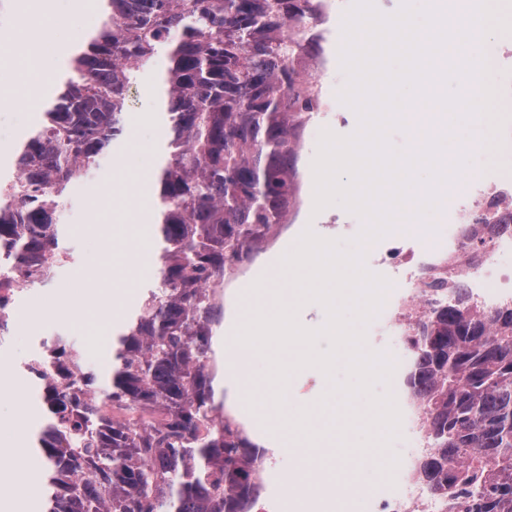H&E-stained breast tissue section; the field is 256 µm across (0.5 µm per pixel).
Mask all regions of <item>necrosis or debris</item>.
I'll use <instances>...</instances> for the list:
<instances>
[{"label": "necrosis or debris", "instance_id": "4bbe7bcc", "mask_svg": "<svg viewBox=\"0 0 512 512\" xmlns=\"http://www.w3.org/2000/svg\"><path fill=\"white\" fill-rule=\"evenodd\" d=\"M495 89V107L504 118L499 166L484 167L481 147L473 145L476 178L449 215L446 233L418 248L408 246L402 235L390 234L371 259L372 265L401 273L409 287L400 316L380 323V331L405 335L439 286L468 288L471 300L487 308L512 302V78L496 83ZM399 443L400 464L382 477L366 512H438L408 474L421 440L404 428Z\"/></svg>", "mask_w": 512, "mask_h": 512}]
</instances>
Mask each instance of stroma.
Wrapping results in <instances>:
<instances>
[{
  "label": "stroma",
  "mask_w": 512,
  "mask_h": 512,
  "mask_svg": "<svg viewBox=\"0 0 512 512\" xmlns=\"http://www.w3.org/2000/svg\"><path fill=\"white\" fill-rule=\"evenodd\" d=\"M347 8L346 0H340L336 16L324 24V55L314 63L324 83L337 88L346 84L338 50L341 15ZM36 15L43 19V26L19 34L21 22ZM100 19V0H48L47 9L41 11L33 0H0V176H13L10 160L37 121L41 101L54 92L53 77H48L38 96L26 94L22 82L14 76L18 63L37 55L55 61L56 75L63 74L72 48L95 31ZM157 69L154 63L144 68L130 91L124 136L95 168L66 191L58 221L71 263L56 267L44 282L35 285L33 292L18 294L16 308L27 313L30 325L0 346V371L8 375L7 382L0 384L7 395L0 402V467L16 469L23 481L38 479L39 474L27 467L35 460V453L19 456L18 447L31 443L43 422L38 410L29 413L23 422L11 417L16 407L30 406L33 399V383L22 370L24 362L40 339L61 336L81 345L94 368H104L100 339L115 333L153 280L157 250L154 186L164 141L163 125L149 110ZM357 126L356 113L341 103L335 111L314 117L312 131L301 139L299 148L301 193L307 204L291 223L278 225L235 276L225 279V314H232L237 290L257 279L265 264L292 249L308 226L321 227L329 239L348 240L359 233L360 218L341 206L331 205L318 212L311 206L312 164L320 133L328 130L347 136ZM329 381L314 367L295 372L284 416L292 418L301 409L314 406L328 390ZM269 453L262 473L260 507L264 512H311L312 501L299 499L283 486L284 478L301 473L298 456L284 447L270 448ZM306 454L312 466L305 475L312 485L323 478L331 459L343 456L348 461L353 483L347 497L327 498L331 512H360L383 472L394 464L393 459L380 456L375 449L343 455L335 447L310 448Z\"/></svg>",
  "instance_id": "obj_1"
}]
</instances>
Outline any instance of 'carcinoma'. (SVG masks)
<instances>
[{"mask_svg":"<svg viewBox=\"0 0 512 512\" xmlns=\"http://www.w3.org/2000/svg\"><path fill=\"white\" fill-rule=\"evenodd\" d=\"M103 2L0 189V269L66 256L67 187L123 135L134 72L163 51L159 252L100 395L83 393L97 373L60 336L24 363L44 412L43 512H251L264 452L216 398L214 339L224 277L297 208L322 14L317 0ZM452 294L405 337V386L432 444L415 477L452 512H512V306Z\"/></svg>","mask_w":512,"mask_h":512,"instance_id":"cac0c4a2","label":"carcinoma"}]
</instances>
